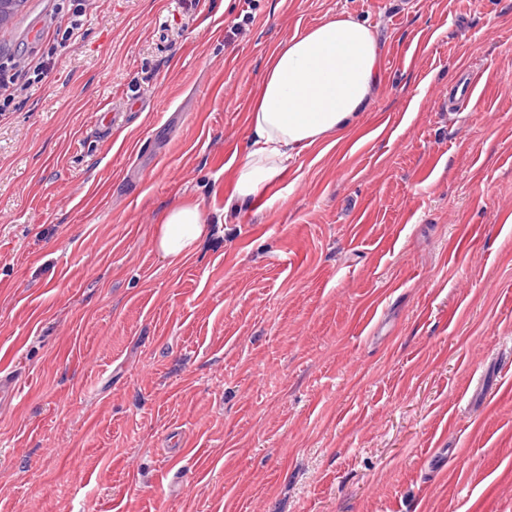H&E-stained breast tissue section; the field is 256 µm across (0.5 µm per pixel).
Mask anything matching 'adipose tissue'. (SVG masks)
<instances>
[{
	"instance_id": "ef3b65f1",
	"label": "adipose tissue",
	"mask_w": 512,
	"mask_h": 512,
	"mask_svg": "<svg viewBox=\"0 0 512 512\" xmlns=\"http://www.w3.org/2000/svg\"><path fill=\"white\" fill-rule=\"evenodd\" d=\"M380 46L363 22L328 18L283 41L265 63L251 109L247 153L232 194L246 202L265 190L293 155L321 140H346L378 85ZM200 206L183 202L163 216L154 246L168 265L206 238Z\"/></svg>"
}]
</instances>
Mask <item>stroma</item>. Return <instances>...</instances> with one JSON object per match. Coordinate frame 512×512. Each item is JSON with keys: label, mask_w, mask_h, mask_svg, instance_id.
Returning a JSON list of instances; mask_svg holds the SVG:
<instances>
[{"label": "stroma", "mask_w": 512, "mask_h": 512, "mask_svg": "<svg viewBox=\"0 0 512 512\" xmlns=\"http://www.w3.org/2000/svg\"><path fill=\"white\" fill-rule=\"evenodd\" d=\"M340 13L381 44L357 128L226 209L268 56ZM6 61L0 512H512V0H23ZM15 64L0 63V112L10 111L15 98L16 69ZM154 246L168 265L177 266L194 254L208 235L200 205L183 202L171 207L158 224Z\"/></svg>", "instance_id": "obj_1"}]
</instances>
